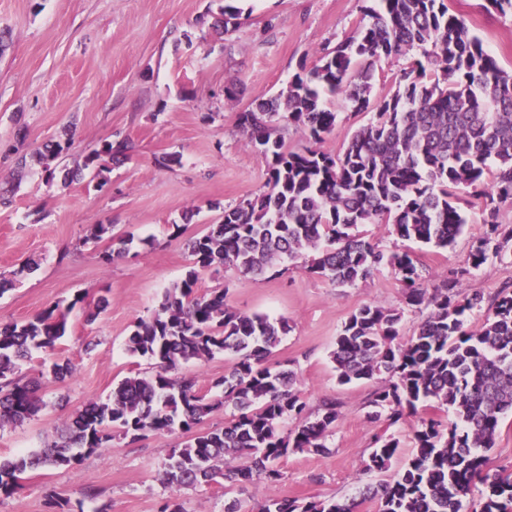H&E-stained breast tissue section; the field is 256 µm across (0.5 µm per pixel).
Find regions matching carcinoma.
Listing matches in <instances>:
<instances>
[{"instance_id":"carcinoma-1","label":"carcinoma","mask_w":512,"mask_h":512,"mask_svg":"<svg viewBox=\"0 0 512 512\" xmlns=\"http://www.w3.org/2000/svg\"><path fill=\"white\" fill-rule=\"evenodd\" d=\"M376 2L334 53L319 57L278 95H259L239 113L248 141L269 158L268 191L224 211L219 223L191 238L184 278L135 324L126 349L149 360L153 373L131 374L106 401L86 403L39 451L0 459V497L15 494L29 469L71 467L100 452L114 429L134 440L149 432L188 434L163 465L161 480L170 494L160 512H186L181 491L218 478L270 488L281 478L279 463L288 451L326 452L340 403L325 398L308 416L294 371L269 366L288 322L237 311L224 288L197 291L201 273L213 268L264 274L285 259H300L306 272L336 285L365 280L388 265L406 288V304L430 308L401 344L402 314L364 305L344 323L331 351L340 384L380 381L368 401L369 421L391 426L428 402L456 416L448 424L422 420L416 451L397 477L366 485L363 499L377 501V512H461L462 499L480 483L486 489L481 512H512V471L491 470L487 455L501 420L512 414V288L493 299L479 330H466L463 320L484 303L464 281L488 260L506 258L512 243V227L499 222L500 204L512 201V71L448 12L447 0ZM414 50L426 62L400 70L392 95L372 102L375 65ZM325 94L342 97L356 113H373L338 155L316 148L336 125ZM280 121L299 128L309 145L285 148L272 137ZM71 146L55 142L36 152L47 181L56 179L54 162ZM134 149L128 139H106L81 166L62 169L63 184L87 170L101 188L112 164ZM463 188L482 200L487 230L472 246L470 265L448 271L431 291L418 283L409 253L387 256L359 234L363 224H391L402 239L446 248L466 224L456 206ZM65 333V315L55 307L27 322L0 324V426L21 425L45 407L39 385L14 379L16 361L54 346ZM221 353L234 356L230 372L212 380L207 392L178 376L183 363ZM228 405L236 413L223 427L193 432ZM287 418L298 425L284 434L280 423ZM375 443L365 471L385 472L399 442L378 436ZM357 507L354 501L300 504L269 496L260 512Z\"/></svg>"}]
</instances>
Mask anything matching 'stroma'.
Wrapping results in <instances>:
<instances>
[{
  "label": "stroma",
  "mask_w": 512,
  "mask_h": 512,
  "mask_svg": "<svg viewBox=\"0 0 512 512\" xmlns=\"http://www.w3.org/2000/svg\"><path fill=\"white\" fill-rule=\"evenodd\" d=\"M371 4L237 0L241 19L226 30L220 25L224 0H0V31L11 35L0 56V184L16 187L11 203L0 205V277L11 282L0 294V323L28 321L55 305L70 310L54 349L33 352L15 372L25 381L46 375V406L23 425L0 427V458L42 448L88 401L106 399L132 373H150L149 361L131 356L126 341L134 323L184 277L186 240L268 189V161L240 130L239 113L334 52ZM448 9L502 68L512 69L511 14H499L489 0H448ZM334 105L336 126L319 148L336 155L369 116L339 98ZM111 136L131 140L135 150L113 167L101 190L87 176L67 185L46 182L32 157L43 144L67 141L63 162L73 168ZM165 153L179 154L180 163L158 167L155 159ZM22 154L28 157L23 168L16 164ZM459 205L468 224L445 249L399 239L387 224L359 231L384 252H409L422 287L431 289L448 270L468 264L484 230L480 200L466 194ZM93 224L131 235L121 259L102 262L110 240L85 242ZM213 288L227 289L229 305L239 311L287 320L290 330L271 364L296 372L309 410L333 397L342 416L329 453H289L280 463L281 480L269 489L213 483L182 490L186 512H224L232 503L240 512H257L269 493L300 503L354 499L358 512H376L363 501V486L396 477L415 451L421 416L391 426L369 422L375 382L339 384L330 352L348 317L364 305L401 310L403 342L426 308L406 304L387 266L340 287L295 261L257 277L222 268L200 277L199 292ZM102 298L107 307L86 322V311ZM55 362L70 364L64 380L49 379ZM383 432L398 438V454L388 471L365 473L373 436ZM185 439L178 430L136 440L113 435L107 448L74 467L26 473L17 493L0 497V512H46L48 497L74 504L91 491L108 512H158L169 494L159 479L163 464Z\"/></svg>",
  "instance_id": "35a3bbf8"
}]
</instances>
